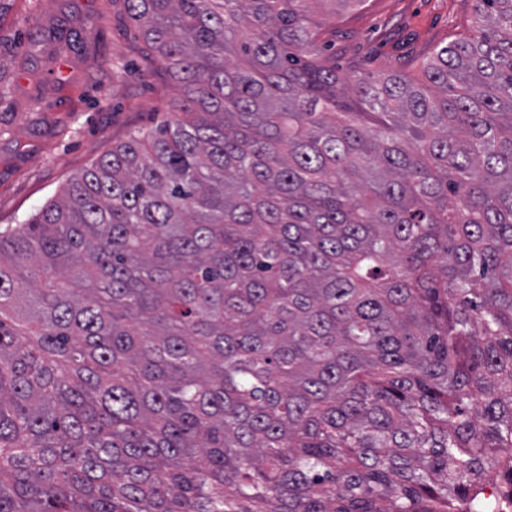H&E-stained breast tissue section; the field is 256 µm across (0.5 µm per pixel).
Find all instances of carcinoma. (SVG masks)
Listing matches in <instances>:
<instances>
[{
	"label": "carcinoma",
	"mask_w": 512,
	"mask_h": 512,
	"mask_svg": "<svg viewBox=\"0 0 512 512\" xmlns=\"http://www.w3.org/2000/svg\"><path fill=\"white\" fill-rule=\"evenodd\" d=\"M172 117L0 234V512H494L512 0L422 79L313 5L124 0Z\"/></svg>",
	"instance_id": "obj_1"
}]
</instances>
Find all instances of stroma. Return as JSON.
<instances>
[{
	"label": "stroma",
	"instance_id": "1",
	"mask_svg": "<svg viewBox=\"0 0 512 512\" xmlns=\"http://www.w3.org/2000/svg\"><path fill=\"white\" fill-rule=\"evenodd\" d=\"M473 0L337 7L322 38L340 73L415 76L468 34ZM122 0H0V231L19 227L99 156L169 119L178 91L148 66Z\"/></svg>",
	"mask_w": 512,
	"mask_h": 512
}]
</instances>
